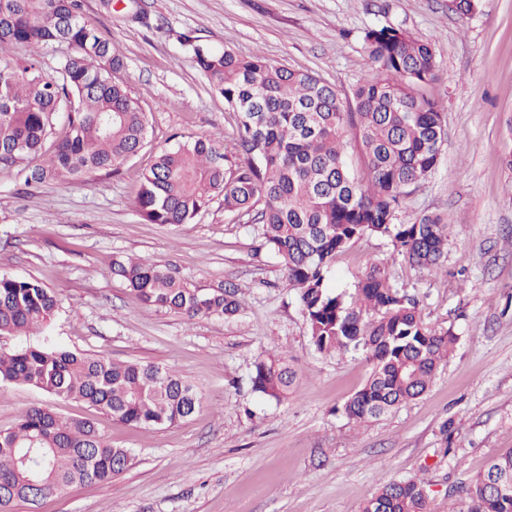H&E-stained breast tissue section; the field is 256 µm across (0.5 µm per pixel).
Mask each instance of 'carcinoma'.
<instances>
[{"label": "carcinoma", "instance_id": "carcinoma-1", "mask_svg": "<svg viewBox=\"0 0 512 512\" xmlns=\"http://www.w3.org/2000/svg\"><path fill=\"white\" fill-rule=\"evenodd\" d=\"M370 67L341 96L319 77L277 65L257 53L240 57L183 36L199 70L236 114L231 149L215 135L163 150L140 179L136 207L149 224H190L216 197L224 212L248 217L259 248L282 260L297 290L310 342L320 353L362 354L369 375L342 406L352 422L377 420L422 396L456 342L422 320L414 298L373 264L351 292L331 289L336 258L364 237L388 239L411 266L438 272L448 244L447 219L397 224L403 199L435 170L446 113L430 92L438 77L432 45L405 29L374 27L363 35ZM66 46L54 74L37 56ZM29 58L15 65L11 52ZM123 58L79 12L77 0H0V166L25 161L24 185L118 171L147 144L148 120L118 78ZM64 117L52 149L46 141ZM367 174H352L347 133ZM112 273L148 306L189 320L231 318L237 290L193 288L179 272L147 258L112 259ZM58 300L35 279L0 276V335L43 327ZM296 373L269 356L255 363L253 389L268 400L288 398ZM0 381L34 386L82 401L135 427L171 425L190 417L197 388L155 363H119L103 355L28 345L0 354ZM89 419H65L35 407L0 429V512L29 508L75 484L112 480L130 464ZM470 512H512V449L465 486ZM361 512H427V491L415 479L382 486Z\"/></svg>", "mask_w": 512, "mask_h": 512}]
</instances>
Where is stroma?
<instances>
[{
    "label": "stroma",
    "instance_id": "35a3bbf8",
    "mask_svg": "<svg viewBox=\"0 0 512 512\" xmlns=\"http://www.w3.org/2000/svg\"><path fill=\"white\" fill-rule=\"evenodd\" d=\"M84 18L124 58L120 73L145 108L148 144L119 174L59 178L26 192L0 168V275L39 279L58 298L42 330L0 336V353L28 344L159 363L201 392L196 412L163 427H134L76 400L0 382V429L29 407L95 420L130 449L111 482L75 486L39 512H360L384 484L418 478L428 512H469L462 486L512 448V0H480L462 18L448 0H80ZM400 27L430 41L435 97L447 140L431 176L406 197L400 224L451 220L439 273L411 267L389 240L369 237L337 257L330 284L354 287L374 263L413 295L425 324L458 341L428 391L365 424L343 403L365 382L360 354L317 352L280 258L254 255L252 224L213 201L189 224L146 223L135 200L157 152L219 134L236 118L182 43L304 70L348 93L368 70L365 30ZM135 255L175 267L204 291L239 289L234 317L182 315L144 305L112 274ZM288 358L298 375L281 402L253 391L257 359Z\"/></svg>",
    "mask_w": 512,
    "mask_h": 512
}]
</instances>
